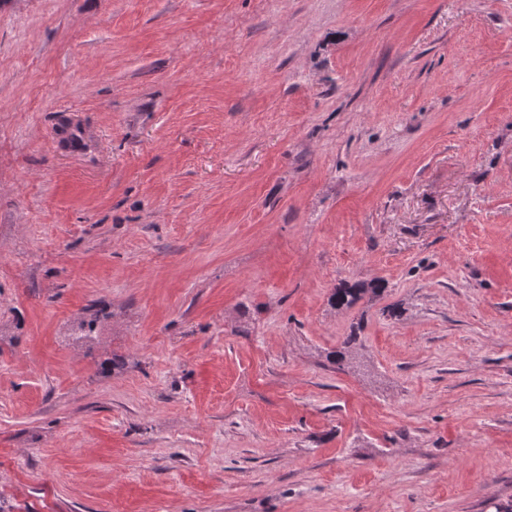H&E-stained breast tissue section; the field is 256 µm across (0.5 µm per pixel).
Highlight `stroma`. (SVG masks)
I'll use <instances>...</instances> for the list:
<instances>
[{
    "instance_id": "stroma-1",
    "label": "stroma",
    "mask_w": 512,
    "mask_h": 512,
    "mask_svg": "<svg viewBox=\"0 0 512 512\" xmlns=\"http://www.w3.org/2000/svg\"><path fill=\"white\" fill-rule=\"evenodd\" d=\"M499 506L512 0H0V512Z\"/></svg>"
}]
</instances>
